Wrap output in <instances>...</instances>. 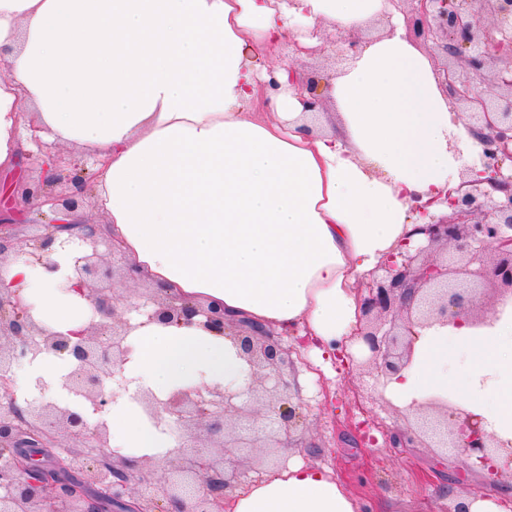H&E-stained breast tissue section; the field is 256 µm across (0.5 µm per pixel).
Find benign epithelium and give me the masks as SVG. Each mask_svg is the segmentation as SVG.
Wrapping results in <instances>:
<instances>
[{"label":"benign epithelium","mask_w":512,"mask_h":512,"mask_svg":"<svg viewBox=\"0 0 512 512\" xmlns=\"http://www.w3.org/2000/svg\"><path fill=\"white\" fill-rule=\"evenodd\" d=\"M410 5V37L445 62L435 67L442 93L464 108L465 125L480 142L481 166L467 170L461 184L446 192L449 213L415 228L426 237L417 246L404 242L398 253L383 259L361 282V317L353 341L367 355L357 358L341 347L347 369L368 366L388 379L409 363L416 329L448 323L457 314L480 326L495 301L512 296V0H483L492 21L482 26L476 0H391ZM497 98L474 90L494 65ZM300 89L307 112L325 109L320 81L291 79ZM56 174L40 180L17 179L9 195L28 203L43 198L65 211L83 208L84 176L76 165L58 157ZM0 223V267L22 259L45 266L46 250L60 231L80 230L74 244L72 275L64 291L77 290L92 306V316L78 331L55 332L34 320L32 305L18 292L0 290V512H156L158 502L191 501L188 512H224V498L246 477L244 459L260 448L280 451L305 448L298 432L303 399L290 390L284 374L292 364L290 351L273 331L248 320L233 327V340L247 363L246 387L206 382L178 389L161 401L146 389L135 398L147 417L169 434L173 447L156 459L122 455L110 445L109 425L101 418L129 380L130 333L148 323H177L204 317L205 329L226 334L224 311L214 306H187L162 288L148 286L130 294L122 309L114 294L142 282L120 244L100 225L50 222L33 224L24 237ZM493 248L497 261L484 264ZM452 251L458 264L437 257ZM492 287L495 300L485 297ZM44 352H69L75 358L66 388L100 415L45 402L38 396L19 405L16 372ZM68 444H61V439ZM396 447L429 441L466 456L495 486L512 475V440H501L482 417L451 402L433 400L415 413V424L391 433Z\"/></svg>","instance_id":"obj_1"}]
</instances>
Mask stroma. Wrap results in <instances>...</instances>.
<instances>
[{"label":"stroma","mask_w":512,"mask_h":512,"mask_svg":"<svg viewBox=\"0 0 512 512\" xmlns=\"http://www.w3.org/2000/svg\"><path fill=\"white\" fill-rule=\"evenodd\" d=\"M305 449L293 459L329 469L365 512H448L459 497L492 487L461 455L438 448L393 447L388 430L410 421L376 386L374 374L346 373L337 359L303 396Z\"/></svg>","instance_id":"1"}]
</instances>
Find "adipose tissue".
Here are the masks:
<instances>
[{"label":"adipose tissue","mask_w":512,"mask_h":512,"mask_svg":"<svg viewBox=\"0 0 512 512\" xmlns=\"http://www.w3.org/2000/svg\"><path fill=\"white\" fill-rule=\"evenodd\" d=\"M395 12L391 0H0V174L14 171L24 123L97 158L93 202L140 273L186 304H219L245 319L335 352L359 314L358 283L419 222L441 216L478 141L448 107L427 56L402 31L358 42L325 95L330 122L305 111L270 57L294 25L357 31ZM50 272L16 260L0 289L65 332L91 317L62 292L74 255L52 245ZM127 377L161 399L200 382L238 387L247 369L233 340L197 321L148 324L130 337ZM71 355L28 367L55 397ZM412 412L452 400L512 439V297L479 327L465 316L421 330L408 366L383 387ZM123 447L169 448L122 396L106 416ZM226 512H361L331 472L292 464L239 490Z\"/></svg>","instance_id":"obj_1"}]
</instances>
